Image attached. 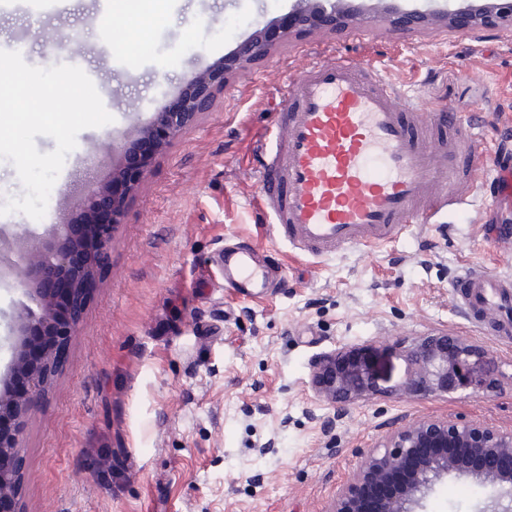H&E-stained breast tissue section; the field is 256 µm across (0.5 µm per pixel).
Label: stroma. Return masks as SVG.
Returning <instances> with one entry per match:
<instances>
[{
    "label": "stroma",
    "mask_w": 512,
    "mask_h": 512,
    "mask_svg": "<svg viewBox=\"0 0 512 512\" xmlns=\"http://www.w3.org/2000/svg\"><path fill=\"white\" fill-rule=\"evenodd\" d=\"M291 0H147L153 21L117 44L123 17L107 0H14L0 6V45L20 44L29 65L58 64L51 41L78 31L83 58L113 121L79 132L39 220L14 212L25 242L76 219L86 185L120 169L161 98L223 62ZM374 58L401 91L395 109L447 110L475 127L485 152L473 204L414 224L389 244L297 254L253 207L263 191L257 150L276 131L288 75L312 61ZM512 164V33L474 38L444 30L398 34L381 23L292 39L220 91L152 159L114 225L97 286L68 337L47 396L20 438V512H331L362 458L392 431L425 418L512 430V334L492 319L475 328L452 294L470 266L512 278V207L488 189L495 162ZM253 243L282 266L277 288L253 300L224 286L197 299L193 282L227 243ZM19 272L0 280V372L11 359ZM445 331L488 353L476 386L417 396L400 391L398 345ZM368 344L377 394L345 409L311 383L314 357ZM88 448L119 451L121 473L86 470ZM489 492L471 477L439 480L425 512H482Z\"/></svg>",
    "instance_id": "1"
}]
</instances>
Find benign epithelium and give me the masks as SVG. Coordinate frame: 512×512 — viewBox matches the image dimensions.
I'll return each mask as SVG.
<instances>
[{"mask_svg": "<svg viewBox=\"0 0 512 512\" xmlns=\"http://www.w3.org/2000/svg\"><path fill=\"white\" fill-rule=\"evenodd\" d=\"M383 21L401 34L430 29L483 36L493 30L512 32V0H455L441 10L423 9L412 0H292L288 13L255 29L228 55L224 64L193 75L179 95L163 100L156 121L176 137L196 116L211 111L227 80L297 36L334 33L349 26ZM160 150L152 130L135 139L116 180L126 182L123 195L114 186H90L82 224H53L37 241L23 280L25 301L11 336V360L5 372L26 378L21 394H0V420L13 423L0 435V501L16 503L21 474L19 437L27 416L47 391L57 366V347L77 331L79 314L64 325L55 322L63 300L83 298L110 245L113 225L122 222L127 201L144 177L143 154ZM407 376L401 390L417 395L448 392L471 385L468 366L483 356L460 336H422L404 347ZM312 384L318 396L343 409L379 390L370 371L368 349L341 346L313 360ZM467 474L482 487L512 489V431L459 420L422 419L397 429L368 453L354 477L339 491L331 512H355L368 493L379 501L377 512H419L433 484L451 474Z\"/></svg>", "mask_w": 512, "mask_h": 512, "instance_id": "1", "label": "benign epithelium"}]
</instances>
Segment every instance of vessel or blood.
Returning <instances> with one entry per match:
<instances>
[{
	"instance_id": "1",
	"label": "vessel or blood",
	"mask_w": 512,
	"mask_h": 512,
	"mask_svg": "<svg viewBox=\"0 0 512 512\" xmlns=\"http://www.w3.org/2000/svg\"><path fill=\"white\" fill-rule=\"evenodd\" d=\"M398 89L377 61L343 58L315 63L282 88L288 112L276 144L262 142L265 186L257 209L276 237L314 256L345 245L389 241L412 224L436 223L465 193L438 194L439 185L470 177L483 140L456 113L442 152L431 146L432 120L397 111ZM225 288L254 299L272 288L281 267L254 246H227L211 258ZM452 292L472 312L494 310L512 328V280L479 267L465 269Z\"/></svg>"
}]
</instances>
